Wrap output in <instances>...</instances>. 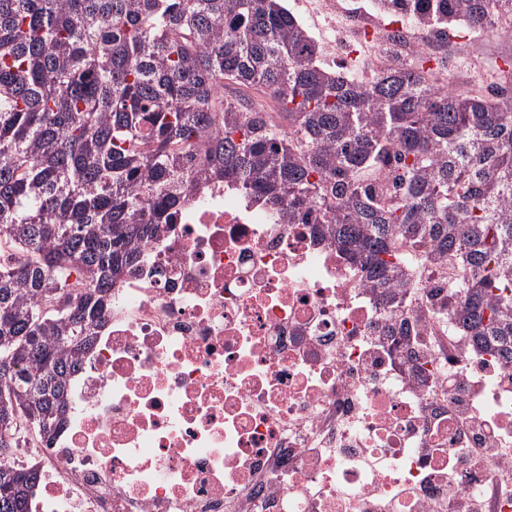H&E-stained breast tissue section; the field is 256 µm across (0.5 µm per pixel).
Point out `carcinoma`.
Masks as SVG:
<instances>
[{
  "label": "carcinoma",
  "instance_id": "carcinoma-1",
  "mask_svg": "<svg viewBox=\"0 0 512 512\" xmlns=\"http://www.w3.org/2000/svg\"><path fill=\"white\" fill-rule=\"evenodd\" d=\"M410 10L512 23V0ZM318 56L282 0H0V253L20 254L0 263V512H29L16 458L57 436L112 285L211 179L322 225L392 301L455 271L459 330L512 349V112L481 85L436 90L446 42L368 82ZM392 160L408 182L388 202L368 176Z\"/></svg>",
  "mask_w": 512,
  "mask_h": 512
}]
</instances>
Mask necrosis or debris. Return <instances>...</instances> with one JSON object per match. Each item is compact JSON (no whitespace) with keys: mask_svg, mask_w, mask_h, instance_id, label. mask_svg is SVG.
<instances>
[{"mask_svg":"<svg viewBox=\"0 0 512 512\" xmlns=\"http://www.w3.org/2000/svg\"><path fill=\"white\" fill-rule=\"evenodd\" d=\"M118 281L30 512H512V366L316 225L196 189Z\"/></svg>","mask_w":512,"mask_h":512,"instance_id":"1","label":"necrosis or debris"}]
</instances>
